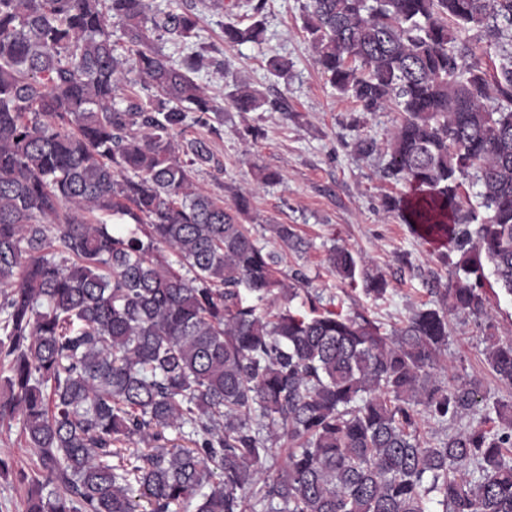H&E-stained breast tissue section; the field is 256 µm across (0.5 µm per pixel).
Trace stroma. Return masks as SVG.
I'll list each match as a JSON object with an SVG mask.
<instances>
[{"label": "stroma", "mask_w": 512, "mask_h": 512, "mask_svg": "<svg viewBox=\"0 0 512 512\" xmlns=\"http://www.w3.org/2000/svg\"><path fill=\"white\" fill-rule=\"evenodd\" d=\"M148 4L154 12L194 7L201 18L200 44L229 72L224 78L221 71L209 69L196 78L224 109L220 134L209 135L193 125L184 132L188 139L207 137L214 153V163L198 172L197 185L227 202L234 191L250 193L247 227L266 250L279 256L283 274L305 273L309 292L321 295L324 308L351 316L367 313L388 332L402 326L417 307L437 304V291L449 280L442 259L445 244L418 238L397 212L384 205L386 197L409 192L408 186L383 175L387 132L399 114L392 108L362 111L331 88L305 39V0H266L262 44L235 46L225 44L224 24L244 20L245 9L226 14L211 8L209 0ZM465 39L483 62L497 66L512 58L511 28L494 37L474 28ZM272 56L287 60L285 75L269 71L267 60ZM232 77L267 98L285 99L287 112L266 107L237 111L228 97ZM249 127L259 129L257 139L245 138ZM265 168L280 172L281 182L262 184ZM273 224L292 225L304 243L302 250L282 247L269 230ZM335 244L350 249L360 269L382 275L388 283L386 293L375 298L342 282L327 262V251ZM482 336L474 319L449 316L448 346L440 361L459 381L478 380L487 402H512V386L498 381L485 361ZM0 457L28 478L22 484L14 472L0 476V512H26L27 484L38 472L19 422L0 427Z\"/></svg>", "instance_id": "1"}]
</instances>
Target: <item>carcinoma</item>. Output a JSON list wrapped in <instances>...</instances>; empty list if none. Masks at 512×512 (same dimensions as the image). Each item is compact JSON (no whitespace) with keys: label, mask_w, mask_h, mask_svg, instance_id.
Segmentation results:
<instances>
[{"label":"carcinoma","mask_w":512,"mask_h":512,"mask_svg":"<svg viewBox=\"0 0 512 512\" xmlns=\"http://www.w3.org/2000/svg\"><path fill=\"white\" fill-rule=\"evenodd\" d=\"M265 0L224 42L262 40ZM304 31L330 85L365 112L394 104L385 175L416 195L388 199L420 237H446L455 279L439 307L387 336L363 314L322 310L307 277H279L234 202L195 187L214 162L187 123L220 133L195 81L224 63L176 61L161 32L198 37L190 10L147 0H0V424L17 419L42 479L28 512H512V412L504 404L434 443L481 402L439 362L448 315L485 319L487 364L512 384V341L491 333L484 264L512 296V64L489 70L459 34L501 20L512 0H307ZM135 47L118 55L110 24ZM139 84L142 98L124 94ZM495 93L494 110L484 100ZM240 112L267 105L235 82ZM474 176L485 217L463 200ZM270 231L285 247L301 239ZM344 281L381 296L380 275L333 246ZM253 296L264 309L248 303ZM173 430L189 447L121 461L134 438ZM285 442L283 464L273 445ZM473 416L463 418L457 422H448V424L435 425L433 423L420 424V436L428 442H435L437 439L444 437L448 433H454L461 428H464L469 423L476 424V420H472Z\"/></svg>","instance_id":"cac0c4a2"}]
</instances>
